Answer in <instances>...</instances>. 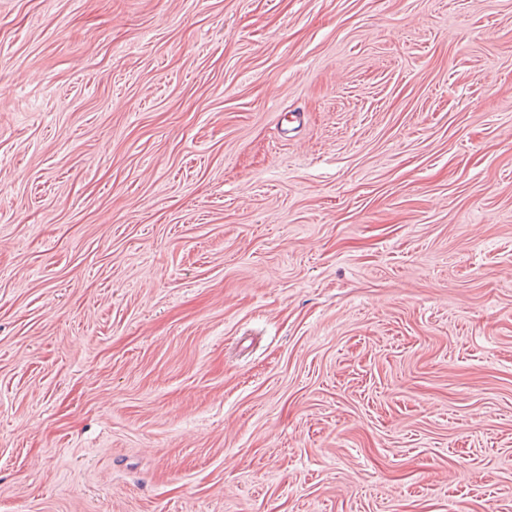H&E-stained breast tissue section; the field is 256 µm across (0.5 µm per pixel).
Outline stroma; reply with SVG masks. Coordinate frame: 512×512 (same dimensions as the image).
Listing matches in <instances>:
<instances>
[{
  "instance_id": "obj_1",
  "label": "stroma",
  "mask_w": 512,
  "mask_h": 512,
  "mask_svg": "<svg viewBox=\"0 0 512 512\" xmlns=\"http://www.w3.org/2000/svg\"><path fill=\"white\" fill-rule=\"evenodd\" d=\"M0 512H512V0H0Z\"/></svg>"
}]
</instances>
